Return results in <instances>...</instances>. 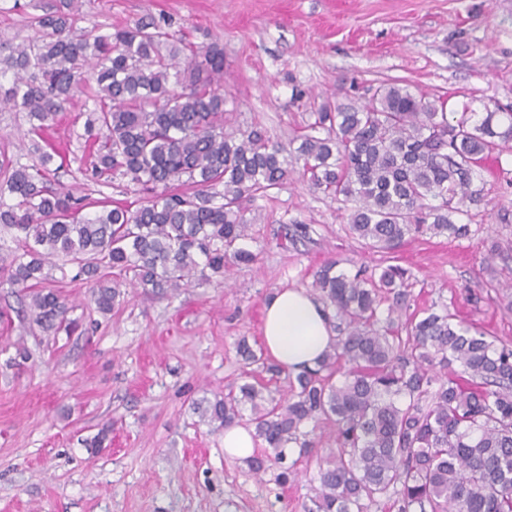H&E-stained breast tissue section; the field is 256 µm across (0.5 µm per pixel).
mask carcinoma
Segmentation results:
<instances>
[{
	"label": "carcinoma",
	"instance_id": "1",
	"mask_svg": "<svg viewBox=\"0 0 512 512\" xmlns=\"http://www.w3.org/2000/svg\"><path fill=\"white\" fill-rule=\"evenodd\" d=\"M79 0H58L32 18L33 36L0 55V105L27 113L37 163L0 159V227L18 247L0 255V278L25 290L36 322L57 336L75 333L71 307L46 269L64 258L92 283V301L107 314L122 287L176 290L193 280L248 266L256 255L246 203L279 189L296 165L310 186L348 211L349 232L388 253L431 233L464 238L453 216L479 202L474 168L512 142L511 112L464 107L448 122L447 101L407 84L377 87L359 106L320 107L297 147L272 142L262 129H224V49L188 50L163 19L146 17L102 33L77 27ZM93 102L84 123L87 176L105 184L119 174L150 196L136 208L88 203L51 179L56 151L44 138L75 97ZM438 199L433 205L430 200ZM411 274L389 264L349 275L329 261L312 287L336 342L313 369L274 395L248 381L208 403L220 427L249 422L262 451L256 474L281 465L288 484L298 458L316 447V428H332L334 448L319 464L317 512H364L391 501L398 512H512V347L432 304L403 324ZM391 301L385 318L383 302ZM406 331L407 336L399 335ZM237 353L270 380L283 371L261 345L242 340Z\"/></svg>",
	"mask_w": 512,
	"mask_h": 512
}]
</instances>
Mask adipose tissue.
<instances>
[{
	"label": "adipose tissue",
	"instance_id": "adipose-tissue-1",
	"mask_svg": "<svg viewBox=\"0 0 512 512\" xmlns=\"http://www.w3.org/2000/svg\"><path fill=\"white\" fill-rule=\"evenodd\" d=\"M262 333L270 358L290 372L316 367L335 341L322 304L293 288L275 291L267 299Z\"/></svg>",
	"mask_w": 512,
	"mask_h": 512
}]
</instances>
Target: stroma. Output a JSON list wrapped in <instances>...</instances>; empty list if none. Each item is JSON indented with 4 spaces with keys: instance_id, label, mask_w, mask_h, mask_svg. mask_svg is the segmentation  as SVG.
<instances>
[{
    "instance_id": "35a3bbf8",
    "label": "stroma",
    "mask_w": 512,
    "mask_h": 512,
    "mask_svg": "<svg viewBox=\"0 0 512 512\" xmlns=\"http://www.w3.org/2000/svg\"><path fill=\"white\" fill-rule=\"evenodd\" d=\"M50 0H0V45ZM80 25L103 31L147 14L200 49L224 46L228 131L258 126L288 143L329 103H359L384 83H406L470 107L512 112V0H81ZM84 99L50 132L64 190L94 201L140 202L129 178L99 185L84 175ZM25 113L0 111V153L37 157ZM480 166L483 198L456 216L468 237L416 236L394 253L365 247L347 231L338 203L301 175L250 202L245 245L253 266L230 279L167 295L128 289L119 309L97 312L76 269H52L82 329L44 332L0 282V512H316L314 475L332 445L329 427L288 485L224 453V431L199 403L224 395L243 370L240 338L261 341L263 310L280 288H310L329 260L342 270L409 269L411 311L432 303L512 344V146ZM309 225L281 247L282 227ZM25 349L26 359L16 356ZM102 448H87L102 427Z\"/></svg>"
}]
</instances>
